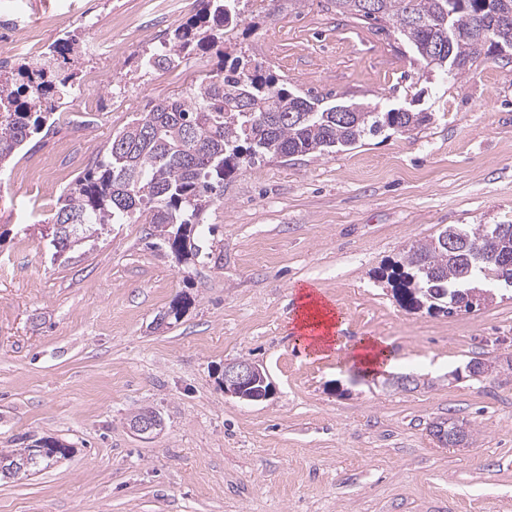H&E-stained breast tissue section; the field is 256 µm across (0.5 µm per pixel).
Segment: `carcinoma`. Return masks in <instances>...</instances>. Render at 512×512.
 Segmentation results:
<instances>
[{"label": "carcinoma", "instance_id": "cac0c4a2", "mask_svg": "<svg viewBox=\"0 0 512 512\" xmlns=\"http://www.w3.org/2000/svg\"><path fill=\"white\" fill-rule=\"evenodd\" d=\"M242 0H198L196 17L177 26L151 53L159 70L182 55L207 52L224 42V31L244 23ZM336 13L373 21L397 35L427 67L455 62L448 75L461 77L481 58L512 52V20L477 15L470 0H329ZM75 74L59 77L48 64L19 65L0 72V168L48 126L70 97ZM248 92L238 102L239 90ZM353 107L343 118L339 107ZM430 121L427 112H385L367 103L333 102L288 89V83L236 57L191 86L185 97L166 98L112 135L104 159L63 192L49 218L53 235H73L79 249L107 224H126L134 214L151 225L156 247L167 246L181 261L199 254L194 234L200 215L224 201V178L259 160L325 156L356 148L384 129L409 131ZM397 300L410 310L452 314L462 310L456 294L483 293L512 284L511 224H448L419 240L378 271ZM384 385L407 390L416 376H393ZM449 448L470 445L468 423L455 417L429 425ZM50 467L71 448L40 438Z\"/></svg>", "mask_w": 512, "mask_h": 512}]
</instances>
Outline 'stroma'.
<instances>
[{"instance_id":"1","label":"stroma","mask_w":512,"mask_h":512,"mask_svg":"<svg viewBox=\"0 0 512 512\" xmlns=\"http://www.w3.org/2000/svg\"><path fill=\"white\" fill-rule=\"evenodd\" d=\"M243 2L244 24L224 34L230 56L302 93L431 119L349 151L235 171L200 217L192 263L151 247L140 221L107 225L56 260L43 232L63 190L114 133L218 59L192 51L166 71L145 66L196 0L158 27L150 0H27L21 35L46 46L77 35L79 52L57 68L100 72L88 95L130 104L97 117L69 98L50 132L0 169V450L25 436L73 448L0 483V512H512V371L449 377L473 357L512 358V294L443 316L406 310L375 277L445 225L512 221V62L491 56L454 80L328 0ZM100 29L116 56L86 52ZM305 288L342 316L334 353L299 337ZM182 296L181 320L152 330ZM370 337L388 341L392 372L417 375L416 389L358 373L351 350ZM239 358L268 369L272 398L225 396L224 365ZM142 408L164 421L150 439L127 425ZM447 415L468 422L469 447L434 442L428 427Z\"/></svg>"}]
</instances>
